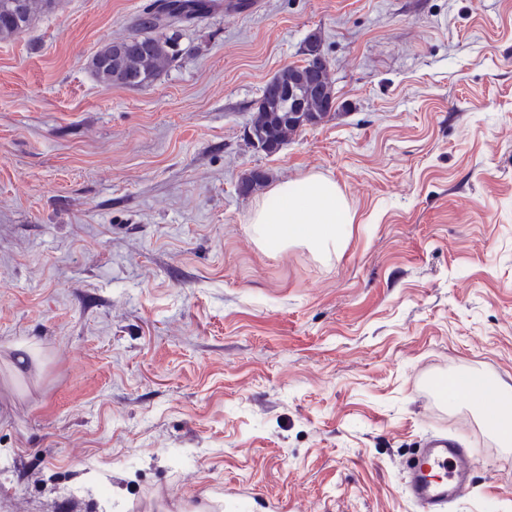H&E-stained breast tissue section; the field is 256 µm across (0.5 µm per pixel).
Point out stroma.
<instances>
[{
  "label": "stroma",
  "instance_id": "35a3bbf8",
  "mask_svg": "<svg viewBox=\"0 0 512 512\" xmlns=\"http://www.w3.org/2000/svg\"><path fill=\"white\" fill-rule=\"evenodd\" d=\"M150 2L0 40V512H420L403 462L435 435L478 462L447 512H512V451L435 389L512 403V0H214L150 86L100 84ZM313 33L334 113L257 151ZM312 172L345 250L262 252L254 202Z\"/></svg>",
  "mask_w": 512,
  "mask_h": 512
}]
</instances>
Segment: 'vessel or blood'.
Returning <instances> with one entry per match:
<instances>
[{"instance_id":"1","label":"vessel or blood","mask_w":512,"mask_h":512,"mask_svg":"<svg viewBox=\"0 0 512 512\" xmlns=\"http://www.w3.org/2000/svg\"><path fill=\"white\" fill-rule=\"evenodd\" d=\"M408 493L421 512H443L471 485L476 463L468 449L447 439L423 448L408 465Z\"/></svg>"}]
</instances>
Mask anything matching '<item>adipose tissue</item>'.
I'll return each mask as SVG.
<instances>
[{
  "label": "adipose tissue",
  "mask_w": 512,
  "mask_h": 512,
  "mask_svg": "<svg viewBox=\"0 0 512 512\" xmlns=\"http://www.w3.org/2000/svg\"><path fill=\"white\" fill-rule=\"evenodd\" d=\"M356 220L342 189L320 174L274 185L254 203L248 216L252 237L261 250L276 255L305 247L323 258L344 250ZM445 393L452 399L466 398L502 442L512 443L507 405L480 376L459 377Z\"/></svg>",
  "instance_id": "obj_1"
}]
</instances>
